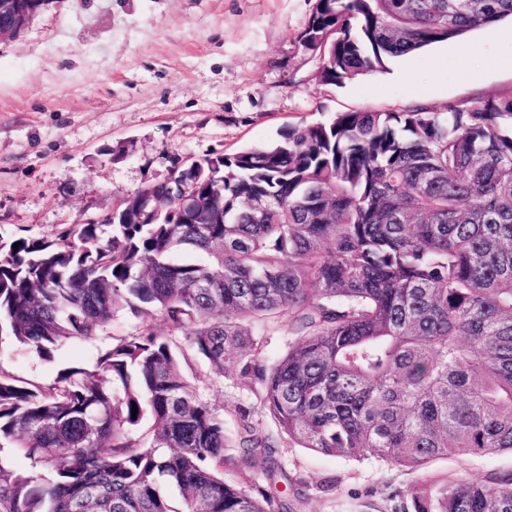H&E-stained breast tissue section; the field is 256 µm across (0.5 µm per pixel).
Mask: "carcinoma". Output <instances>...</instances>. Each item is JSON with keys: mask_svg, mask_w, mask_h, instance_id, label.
Listing matches in <instances>:
<instances>
[{"mask_svg": "<svg viewBox=\"0 0 512 512\" xmlns=\"http://www.w3.org/2000/svg\"><path fill=\"white\" fill-rule=\"evenodd\" d=\"M506 17L512 0H316L301 40L342 85ZM199 165L174 224L142 223L137 192L107 224L0 236V345L49 358L132 320L92 370L0 373V449L28 463L0 465V512H291L286 439L411 469L512 453V95L342 112ZM276 329L296 340L268 364ZM200 368L259 383L280 431L245 411L229 434ZM394 512H512V478Z\"/></svg>", "mask_w": 512, "mask_h": 512, "instance_id": "cac0c4a2", "label": "carcinoma"}]
</instances>
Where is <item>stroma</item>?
I'll return each mask as SVG.
<instances>
[{
	"label": "stroma",
	"instance_id": "1",
	"mask_svg": "<svg viewBox=\"0 0 512 512\" xmlns=\"http://www.w3.org/2000/svg\"><path fill=\"white\" fill-rule=\"evenodd\" d=\"M316 0H53L24 30L0 37V235L55 239L65 226L111 213L180 160L230 155L288 125L337 113L401 112L512 94V21L386 60L341 86L322 83L324 57L301 40ZM72 340L40 358L0 345V370L49 384L93 368L111 336ZM206 398L238 428L240 406L270 432L260 387L203 376ZM278 458L300 492L292 512H391L436 481L498 482L512 454L451 456L410 470L369 456L284 443Z\"/></svg>",
	"mask_w": 512,
	"mask_h": 512
}]
</instances>
